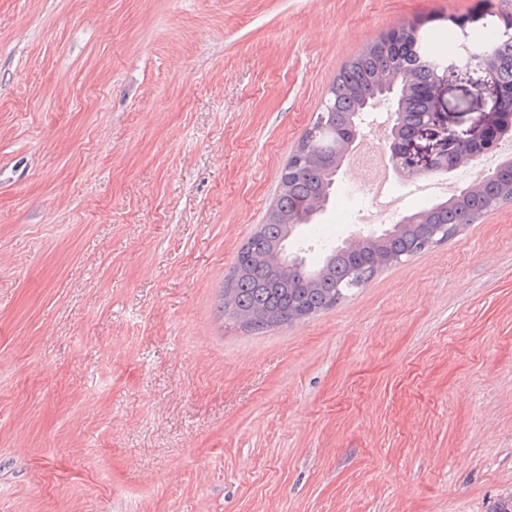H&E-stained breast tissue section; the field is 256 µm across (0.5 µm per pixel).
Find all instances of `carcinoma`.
<instances>
[{
    "mask_svg": "<svg viewBox=\"0 0 512 512\" xmlns=\"http://www.w3.org/2000/svg\"><path fill=\"white\" fill-rule=\"evenodd\" d=\"M432 37L419 39L416 50L402 41L391 46L386 36L368 44L346 62L328 90L320 111L326 113V135L310 145L307 162L280 176L279 194L265 224L252 234L238 252L220 294L224 317L254 331L291 323L300 314L308 317L335 306L345 298L352 268V253L336 248L322 265L309 268L303 260L289 258L285 241L311 205L324 195L339 166L343 139L337 131L348 130L356 114L364 112L366 99L379 92L381 74L397 78L396 110L402 114L422 111L411 93L416 83L433 85L439 74L426 61L432 59L427 45ZM493 56V74L512 81V35L487 42ZM512 202V160L454 197L409 215V221L394 224L384 233L367 235L360 248V274L370 280L387 267V259L420 253L422 239L431 229L448 226L453 236L489 210ZM281 254L280 261L273 256Z\"/></svg>",
    "mask_w": 512,
    "mask_h": 512,
    "instance_id": "obj_1",
    "label": "carcinoma"
}]
</instances>
